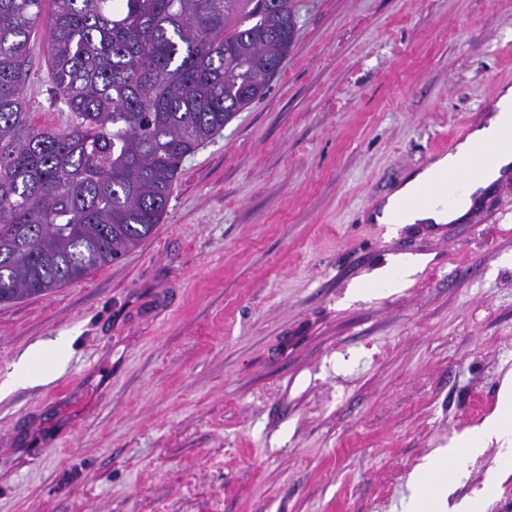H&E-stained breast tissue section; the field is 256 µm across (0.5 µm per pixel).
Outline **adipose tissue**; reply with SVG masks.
I'll return each mask as SVG.
<instances>
[{
  "mask_svg": "<svg viewBox=\"0 0 512 512\" xmlns=\"http://www.w3.org/2000/svg\"><path fill=\"white\" fill-rule=\"evenodd\" d=\"M483 147L493 157L484 178L474 183L468 194L457 198L452 206H415L397 209V201L410 197L422 184L444 173H454L459 160L476 147ZM512 165V87L499 91L493 113L461 141L454 152L437 159L428 167L411 173L387 197L381 208V223L399 229L407 224H446L466 219L472 207V194L487 189L500 178L504 168ZM415 257L398 258L395 265L378 271L373 279L357 282L351 297L359 300L367 296H387L410 282L421 268ZM72 354L69 337L59 336L46 343L30 346L20 357L13 381L24 387L49 382L42 364L50 362L55 371H62ZM512 447V385H504L501 399L492 414L480 423L464 429L437 456L425 463L411 481L410 493L403 504V512H446L444 491L465 462L477 458L490 445Z\"/></svg>",
  "mask_w": 512,
  "mask_h": 512,
  "instance_id": "ef3b65f1",
  "label": "adipose tissue"
}]
</instances>
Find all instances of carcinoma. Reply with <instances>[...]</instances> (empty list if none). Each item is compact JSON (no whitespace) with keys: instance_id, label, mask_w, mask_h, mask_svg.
I'll list each match as a JSON object with an SVG mask.
<instances>
[{"instance_id":"obj_1","label":"carcinoma","mask_w":512,"mask_h":512,"mask_svg":"<svg viewBox=\"0 0 512 512\" xmlns=\"http://www.w3.org/2000/svg\"><path fill=\"white\" fill-rule=\"evenodd\" d=\"M46 3L65 129L23 97ZM294 41V0H0V305L148 238L183 159L265 96Z\"/></svg>"}]
</instances>
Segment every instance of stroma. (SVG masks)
Returning <instances> with one entry per match:
<instances>
[{"label": "stroma", "mask_w": 512, "mask_h": 512, "mask_svg": "<svg viewBox=\"0 0 512 512\" xmlns=\"http://www.w3.org/2000/svg\"><path fill=\"white\" fill-rule=\"evenodd\" d=\"M265 97L183 162L122 258L0 305V382L37 341L66 371L0 396V512H399L411 474L512 375V185L494 211L389 234L371 205L512 85V0H295ZM24 98L71 117L43 29ZM399 292L349 288L396 256ZM512 461L490 446L453 501Z\"/></svg>", "instance_id": "1"}]
</instances>
